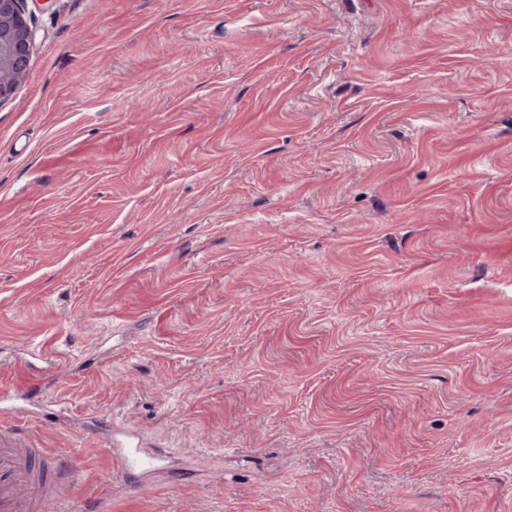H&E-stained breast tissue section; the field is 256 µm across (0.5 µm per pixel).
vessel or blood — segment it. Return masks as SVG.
I'll list each match as a JSON object with an SVG mask.
<instances>
[{"label":"vessel or blood","mask_w":512,"mask_h":512,"mask_svg":"<svg viewBox=\"0 0 512 512\" xmlns=\"http://www.w3.org/2000/svg\"><path fill=\"white\" fill-rule=\"evenodd\" d=\"M70 469L65 457L45 460L39 449L0 433V512H35Z\"/></svg>","instance_id":"vessel-or-blood-1"}]
</instances>
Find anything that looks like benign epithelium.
I'll return each mask as SVG.
<instances>
[{
    "label": "benign epithelium",
    "instance_id": "7a95c632",
    "mask_svg": "<svg viewBox=\"0 0 512 512\" xmlns=\"http://www.w3.org/2000/svg\"><path fill=\"white\" fill-rule=\"evenodd\" d=\"M27 0H0V103L25 80L35 33Z\"/></svg>",
    "mask_w": 512,
    "mask_h": 512
}]
</instances>
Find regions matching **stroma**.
<instances>
[{
	"mask_svg": "<svg viewBox=\"0 0 512 512\" xmlns=\"http://www.w3.org/2000/svg\"><path fill=\"white\" fill-rule=\"evenodd\" d=\"M28 6L0 428L62 505L512 512V0Z\"/></svg>",
	"mask_w": 512,
	"mask_h": 512,
	"instance_id": "35a3bbf8",
	"label": "stroma"
}]
</instances>
